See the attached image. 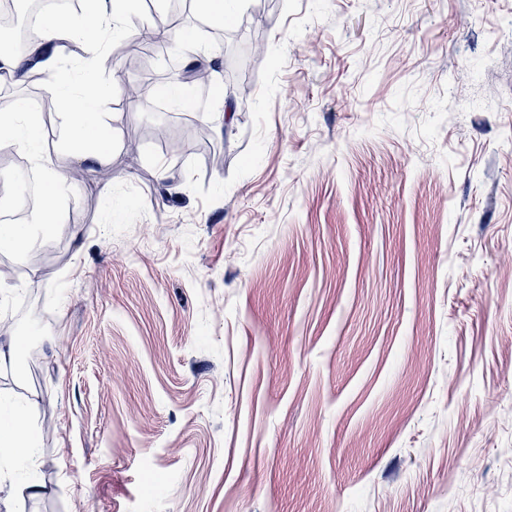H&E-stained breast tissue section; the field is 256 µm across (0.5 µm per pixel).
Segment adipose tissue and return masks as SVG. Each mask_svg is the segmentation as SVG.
Masks as SVG:
<instances>
[{
	"label": "adipose tissue",
	"mask_w": 512,
	"mask_h": 512,
	"mask_svg": "<svg viewBox=\"0 0 512 512\" xmlns=\"http://www.w3.org/2000/svg\"><path fill=\"white\" fill-rule=\"evenodd\" d=\"M125 11V0H92L90 11L56 14L40 25L33 51L42 56L45 86L58 92L59 102L67 120L63 145L82 163H102L111 137L109 125L98 112L95 99L87 89L76 91L64 87L60 72L48 50L57 42H77L85 51L99 53L112 33L119 29ZM38 118L28 107L16 106L0 113V142L8 141L27 148L31 155L47 166V201L43 209L31 214L25 224H1L0 244L19 245L33 242L38 233L58 223L57 201L66 190V177L49 169L48 157L37 145L35 132ZM29 403L0 397V456L33 463L35 440L29 429Z\"/></svg>",
	"instance_id": "obj_1"
}]
</instances>
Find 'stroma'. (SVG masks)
<instances>
[{"label": "stroma", "instance_id": "stroma-1", "mask_svg": "<svg viewBox=\"0 0 512 512\" xmlns=\"http://www.w3.org/2000/svg\"><path fill=\"white\" fill-rule=\"evenodd\" d=\"M155 11L180 40L95 72L110 195L53 112L86 180L0 247V313L51 319L0 366L38 403L0 484L41 487L0 512H512V0H131L125 29ZM174 58L234 78L122 106Z\"/></svg>", "mask_w": 512, "mask_h": 512}]
</instances>
